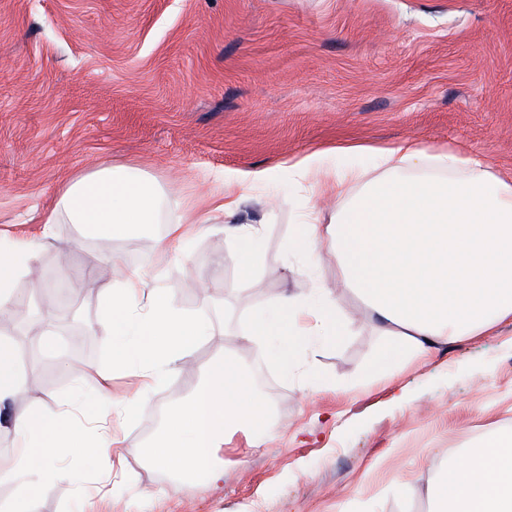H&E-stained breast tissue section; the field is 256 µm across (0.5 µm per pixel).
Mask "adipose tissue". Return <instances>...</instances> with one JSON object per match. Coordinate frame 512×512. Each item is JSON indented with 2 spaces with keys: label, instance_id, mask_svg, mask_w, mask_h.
Here are the masks:
<instances>
[{
  "label": "adipose tissue",
  "instance_id": "ef3b65f1",
  "mask_svg": "<svg viewBox=\"0 0 512 512\" xmlns=\"http://www.w3.org/2000/svg\"><path fill=\"white\" fill-rule=\"evenodd\" d=\"M371 153L383 169L373 179L354 168L319 177L314 152L293 163L292 170L311 194L327 192L342 202L327 229L306 222L294 244L314 258L328 248L346 286L375 325L392 336V346L371 369L377 376L404 357L428 355L448 340L480 336L512 320V182L480 158L430 155L413 141L375 147ZM424 163L434 167V174L401 177L404 167ZM461 169L466 177H458ZM270 175L267 169L225 173L232 189L223 201L170 223L160 251L185 242L191 225L207 223L212 214L231 223L242 189ZM58 207L39 225V237H52L63 215L87 236L109 242L139 225L160 222L161 189L153 178L126 166L102 165L71 177ZM228 233L238 244L242 271H249L259 228L231 223ZM31 260L22 240L0 251L1 319L10 312L15 278ZM101 300L105 311L98 325L112 338L113 371H134L141 381L123 408L128 416L145 407L150 393L185 362L206 325L176 307L164 289H150L141 267L120 272ZM348 325L332 296L315 301L283 297L272 312L251 318L244 337L258 348L278 339L281 365L300 374L306 345L336 340ZM9 423L17 437L18 466L0 472V481L13 483L15 496L0 512H30L45 482L67 477V470L56 465L64 454L108 461L113 448L121 447L132 455L149 453L155 464L180 478L217 481L224 470L216 451L230 428L241 429L253 447L274 432L268 400L257 393L251 370L221 358L205 367L196 392L172 407L148 449L113 438L84 406L29 410L10 416ZM428 489L434 512H512V435L493 431L476 447L458 451L429 479Z\"/></svg>",
  "mask_w": 512,
  "mask_h": 512
}]
</instances>
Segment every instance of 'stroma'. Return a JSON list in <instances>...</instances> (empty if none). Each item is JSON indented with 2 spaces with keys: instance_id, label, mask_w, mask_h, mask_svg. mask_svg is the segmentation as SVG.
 <instances>
[{
  "instance_id": "stroma-1",
  "label": "stroma",
  "mask_w": 512,
  "mask_h": 512,
  "mask_svg": "<svg viewBox=\"0 0 512 512\" xmlns=\"http://www.w3.org/2000/svg\"><path fill=\"white\" fill-rule=\"evenodd\" d=\"M418 141L428 153L478 154L512 180V0H0V246L28 239L33 263L13 309H33L32 283L56 286L54 352L10 322L0 338L25 356L15 412L73 405V368L93 400L112 372L97 321L109 287L103 251L145 266L153 285L209 325L168 383L117 438L151 445L173 402L219 357L261 361L276 432L256 448L227 436L224 478L185 481L148 456L105 462L65 455L72 478L42 487L32 512H431L393 478L429 479L456 451L512 429V322L410 358L379 381L370 368L391 340L362 318L336 262L293 254L307 211L330 224L339 204L309 203L290 164L375 170L370 146ZM357 146L341 158L330 150ZM101 164L146 172L164 187L163 221L112 243L60 220L32 238L66 176ZM272 170L246 188L237 222L262 226L242 276L223 216L197 224L184 252L161 253L167 222L206 209L233 170ZM332 292L351 323L308 346L306 376L241 339L283 295Z\"/></svg>"
}]
</instances>
